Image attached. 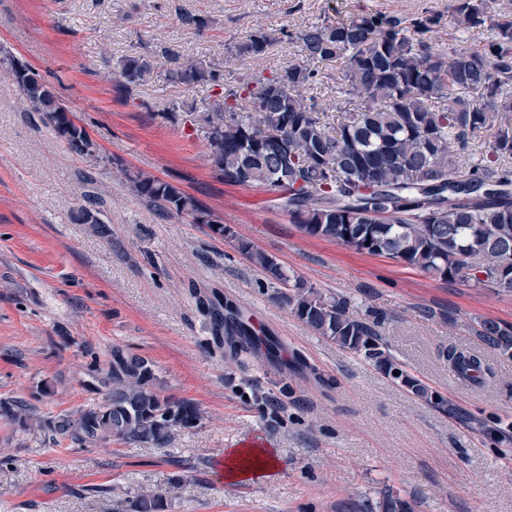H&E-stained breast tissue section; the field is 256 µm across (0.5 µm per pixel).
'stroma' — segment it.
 Wrapping results in <instances>:
<instances>
[{
  "label": "stroma",
  "instance_id": "stroma-1",
  "mask_svg": "<svg viewBox=\"0 0 512 512\" xmlns=\"http://www.w3.org/2000/svg\"><path fill=\"white\" fill-rule=\"evenodd\" d=\"M455 0H0V50L33 68L86 127L102 156L71 153L0 77V401L25 398L43 416L100 401L93 363L118 345L150 359L167 393L196 402L201 419L166 447L77 448L0 416V512H115L118 500L185 484L166 512H369L385 491L414 512H512V358L475 332L512 329V292L440 281L385 256L307 236L263 186H232L208 162L203 121L240 81L296 59L288 41L357 8L438 19L433 41L477 50L489 29H456ZM196 17V24L184 21ZM260 57H230L255 30ZM219 71L190 86L150 77L126 90L119 60L171 55ZM337 65H322L310 96L328 131L341 118ZM125 167L196 198L231 234L146 206L113 178ZM102 199L110 236L73 219ZM275 257L329 299L349 297L383 348L442 396L436 406L372 362L314 333L261 285L238 239ZM237 303L277 337L282 361L233 360L211 335L193 291ZM480 356L474 382L448 369V348ZM259 440L274 457L266 479L225 480L219 464Z\"/></svg>",
  "mask_w": 512,
  "mask_h": 512
}]
</instances>
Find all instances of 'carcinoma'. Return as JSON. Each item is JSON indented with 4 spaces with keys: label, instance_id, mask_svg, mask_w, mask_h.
<instances>
[{
    "label": "carcinoma",
    "instance_id": "1",
    "mask_svg": "<svg viewBox=\"0 0 512 512\" xmlns=\"http://www.w3.org/2000/svg\"><path fill=\"white\" fill-rule=\"evenodd\" d=\"M455 27L485 25L494 37L480 50L438 51L431 44L437 20L402 19L365 10L346 21L326 20L289 35L300 58L267 76H256L224 94V105L207 116L208 157L213 171L237 186L262 185L276 192L293 223L311 237L335 240L369 255H385L441 281L463 278L479 288L512 292V22H495L485 0H457ZM270 36L260 30L238 44L239 55L265 54ZM340 64L338 94L353 105L329 134L320 108L306 95L319 65ZM0 69L19 90L30 111L66 148L93 163L99 156L84 128L28 66L10 57ZM154 69L144 58H126L124 86L141 85ZM166 80L189 86L219 81V74L173 55ZM435 100L447 102L442 108ZM493 132L491 150L461 172L448 142L467 148L470 140ZM137 195L152 209L192 218L221 236L231 235L210 219L194 197L157 177L128 175ZM100 210L82 207L75 220L96 224L107 235ZM238 249L262 274L263 286L308 328L373 362L412 394L444 399L409 374L382 348L367 319L344 297L326 300L273 256L245 240ZM208 318L211 340L236 358L261 349L274 357L281 343L255 334L251 320L229 298L195 294ZM477 335L500 354L512 357V331L492 320L478 322ZM448 365L469 379L480 359L450 350ZM103 399L39 426L80 447L114 440L165 445L176 427L201 417L196 403L162 394L154 364L120 346L103 362ZM31 406L24 400L0 404V413L26 425ZM184 479L165 491L130 502L131 512H164Z\"/></svg>",
    "mask_w": 512,
    "mask_h": 512
}]
</instances>
